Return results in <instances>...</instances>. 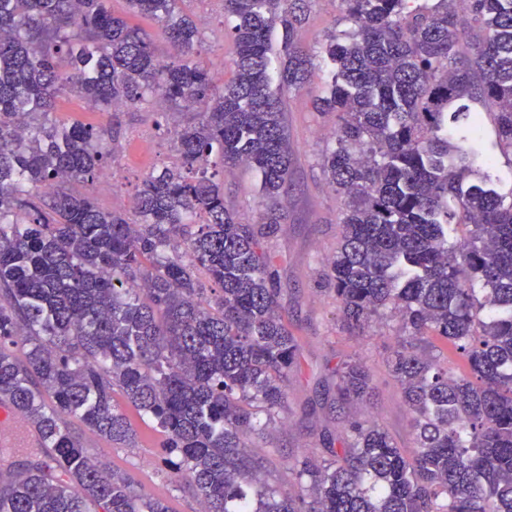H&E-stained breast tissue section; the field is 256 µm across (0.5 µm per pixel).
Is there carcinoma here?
Wrapping results in <instances>:
<instances>
[{
  "mask_svg": "<svg viewBox=\"0 0 512 512\" xmlns=\"http://www.w3.org/2000/svg\"><path fill=\"white\" fill-rule=\"evenodd\" d=\"M181 2L126 0L117 16L109 0H0V404L47 449L16 470L0 448V512H171L64 421L132 445L117 388L153 419L201 512H512V187L486 161L494 146L512 154V0H340L347 28L323 45L330 79L313 102L336 114L323 168L343 201L325 276L348 327L399 317L387 366L412 447L348 421L330 458L293 463L286 495L246 437L283 407L299 352L265 242L292 174L280 91L310 83L296 34L316 0H224L235 57L221 86ZM142 14L168 60L131 23ZM69 96L96 112L162 100L195 113L174 129L177 161L142 181L136 219L85 190L109 131L59 116ZM476 100L493 107L492 147ZM236 167L260 178L253 222L224 204L218 176ZM437 342L468 372L434 359ZM336 391L370 401L361 358L342 363ZM133 22L151 36L157 57L160 59H168V57H170V47L159 30L157 23L151 17L145 15L135 18Z\"/></svg>",
  "mask_w": 512,
  "mask_h": 512,
  "instance_id": "obj_1",
  "label": "carcinoma"
}]
</instances>
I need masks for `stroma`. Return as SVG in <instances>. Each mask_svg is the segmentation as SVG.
<instances>
[{
    "instance_id": "35a3bbf8",
    "label": "stroma",
    "mask_w": 512,
    "mask_h": 512,
    "mask_svg": "<svg viewBox=\"0 0 512 512\" xmlns=\"http://www.w3.org/2000/svg\"><path fill=\"white\" fill-rule=\"evenodd\" d=\"M182 7L211 42L216 82L230 81L234 47L223 37L222 0H184ZM339 23V0H318L297 39L310 54H319L328 32ZM322 77V72H315L309 90L285 95L284 123L293 151L292 190L284 219L266 243L276 260L282 314L300 342L299 365L273 424L248 439L270 471L271 482L286 491L293 488L289 467L295 459L325 458L324 439L341 443L349 417L371 416L400 447L411 445L410 415L386 367V358L399 334L397 321L387 319L362 334H350L333 297L319 288L324 265L336 249L341 209L340 199L322 168L336 117L315 112L311 106V94L318 91ZM61 108L65 118L111 129L110 179L96 181L92 193L103 210L129 217L134 214L135 196L143 179L176 159L171 128L193 119L189 112L162 116L152 104L128 106L111 115L90 111L78 99L68 98L62 100ZM224 200L240 215L258 216L263 199L256 173L244 167L227 172ZM353 354L362 357L373 374L375 392L365 406L345 404L336 397L337 370ZM131 420L137 432L131 448L112 444L77 418H67L66 423L80 435L91 456L131 472L141 493L165 499L171 512H199L196 496L175 481L165 466L161 436L152 422L136 414Z\"/></svg>"
}]
</instances>
